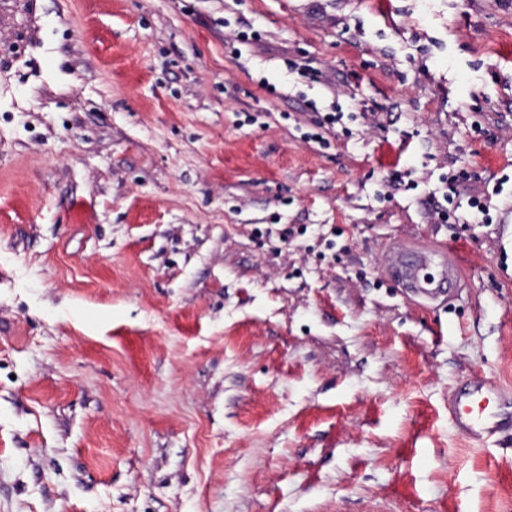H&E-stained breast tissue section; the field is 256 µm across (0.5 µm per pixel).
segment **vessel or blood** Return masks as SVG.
Here are the masks:
<instances>
[{
  "instance_id": "obj_1",
  "label": "vessel or blood",
  "mask_w": 512,
  "mask_h": 512,
  "mask_svg": "<svg viewBox=\"0 0 512 512\" xmlns=\"http://www.w3.org/2000/svg\"><path fill=\"white\" fill-rule=\"evenodd\" d=\"M383 271L396 287L430 302L451 299L463 277L454 255L436 245L410 248L389 244ZM504 402L501 387L480 384L455 393L448 410L461 435L482 443L499 431L498 416Z\"/></svg>"
}]
</instances>
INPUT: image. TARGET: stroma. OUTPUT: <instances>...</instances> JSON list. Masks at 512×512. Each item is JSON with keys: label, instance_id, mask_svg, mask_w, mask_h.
<instances>
[{"label": "stroma", "instance_id": "1", "mask_svg": "<svg viewBox=\"0 0 512 512\" xmlns=\"http://www.w3.org/2000/svg\"><path fill=\"white\" fill-rule=\"evenodd\" d=\"M458 168L491 223L427 222ZM503 174L512 0H0V512H512V424L448 415L512 392ZM436 273L429 272L431 267ZM383 271L396 287L430 302L450 300L463 272L454 255L438 245L410 248L390 243L385 251ZM505 391L498 386L474 385L455 393L448 402L450 419L464 437L483 443L500 429V408Z\"/></svg>", "mask_w": 512, "mask_h": 512}]
</instances>
